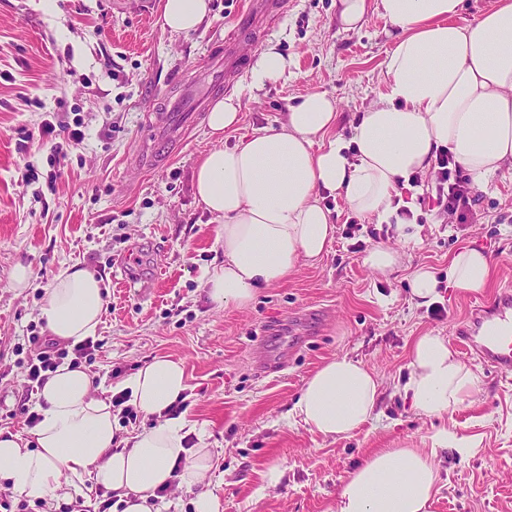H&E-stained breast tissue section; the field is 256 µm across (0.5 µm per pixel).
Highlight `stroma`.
<instances>
[{
  "label": "stroma",
  "instance_id": "1",
  "mask_svg": "<svg viewBox=\"0 0 512 512\" xmlns=\"http://www.w3.org/2000/svg\"><path fill=\"white\" fill-rule=\"evenodd\" d=\"M161 2L0 0V416L26 395L21 361L35 353L30 334L50 333L39 315L47 288L76 266L103 281L95 335L101 347L83 364L98 381L96 396L111 397L155 357L180 362L185 415L204 427L216 465L205 487L221 512H336L342 485L368 456L429 448L443 425L477 438L480 447L467 458L439 455L430 512H512V375L465 356L476 392L440 420L416 413L403 392L419 336L453 339L472 306L512 288V168L479 184L486 217L455 234L447 215L419 203L415 211L427 221L412 225L409 237L392 225L388 238H376V219L325 196L337 233L321 260L257 289L248 306L216 305L204 273L224 261L220 223L193 189L194 171L216 141L199 119L166 163L147 166L167 99H194L212 82L216 99L238 95L241 122L224 134L229 148L279 122L307 93L325 92L337 101L336 131L346 137L383 88L389 37L372 13L361 30H341L333 0H288L283 15L248 31L237 25L249 0H209L202 24L175 34L161 25ZM272 45L288 68L277 82L252 89L251 70ZM228 51L239 59L234 74L204 69L206 59ZM48 116L61 124L81 118L83 141L55 155L38 132ZM27 166L35 177L26 183ZM352 222L361 226L355 239L364 248L357 252L343 235ZM381 245L406 254L394 275L375 274L364 263L367 250ZM466 249L489 260L483 292L449 280L453 258ZM130 252L138 261L124 275L119 263ZM20 263L32 275L16 289L11 274ZM417 268L436 277L443 318L413 301L408 280ZM144 285L151 289L145 296L138 292ZM312 309L323 315L319 329L289 354L285 370L261 372L256 359L265 328ZM342 356L375 372L380 400L367 423L335 440L288 413L316 370ZM274 463L283 475L270 486L263 474Z\"/></svg>",
  "mask_w": 512,
  "mask_h": 512
}]
</instances>
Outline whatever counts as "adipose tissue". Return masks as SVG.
<instances>
[{
  "mask_svg": "<svg viewBox=\"0 0 512 512\" xmlns=\"http://www.w3.org/2000/svg\"><path fill=\"white\" fill-rule=\"evenodd\" d=\"M464 0H336L344 31L375 13L394 33L383 88L353 125L349 139L330 135L335 98L305 95L278 125L256 128L231 148L208 152L195 171L196 195L221 222L224 262L205 274L209 298L247 306L256 288L273 286L299 264L319 261L335 225L319 195L342 197L349 209L381 221L395 218L409 179L448 150L475 181L512 166V0L459 23ZM208 0H163L162 26L196 29ZM490 265L476 249L459 252L450 279L469 292L487 286ZM102 280L66 268L47 290L40 316L52 335L78 344L94 336L104 311ZM129 403L157 424L120 436L110 400L95 397L90 375L60 365L37 393L39 420L27 436L0 433V490L54 512L83 474L112 492L122 512H164L159 488L194 490L193 512H220L204 482L213 469L205 447L185 440L197 428L167 409L187 389L180 362L154 358L125 383ZM475 389L472 370L441 336L412 349L404 395L428 417H443ZM379 402L376 374L348 358L325 363L291 411L326 438L351 435ZM475 440L438 429L432 446L372 454L345 481L336 512H430L438 492V452L472 455Z\"/></svg>",
  "mask_w": 512,
  "mask_h": 512,
  "instance_id": "1",
  "label": "adipose tissue"
}]
</instances>
